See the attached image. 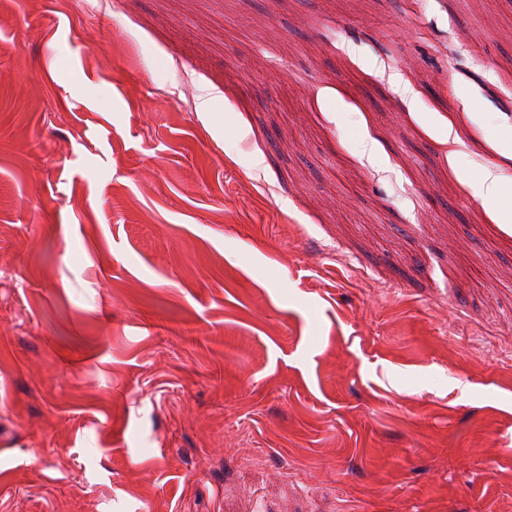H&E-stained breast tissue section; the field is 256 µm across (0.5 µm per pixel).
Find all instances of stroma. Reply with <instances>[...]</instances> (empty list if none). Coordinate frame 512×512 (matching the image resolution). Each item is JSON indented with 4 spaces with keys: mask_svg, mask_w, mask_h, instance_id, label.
<instances>
[{
    "mask_svg": "<svg viewBox=\"0 0 512 512\" xmlns=\"http://www.w3.org/2000/svg\"><path fill=\"white\" fill-rule=\"evenodd\" d=\"M510 69L512 0H0V512H512ZM474 194L495 204L503 216L512 218V176L496 165L482 168L477 179L471 183ZM507 222V223H510Z\"/></svg>",
    "mask_w": 512,
    "mask_h": 512,
    "instance_id": "35a3bbf8",
    "label": "stroma"
}]
</instances>
